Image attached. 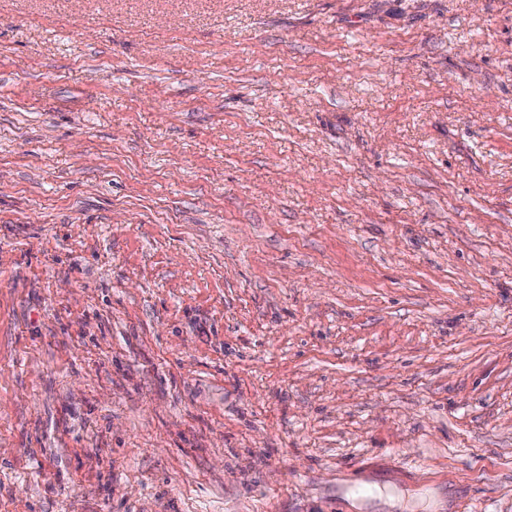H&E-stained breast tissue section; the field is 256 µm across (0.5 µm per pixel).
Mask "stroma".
I'll use <instances>...</instances> for the list:
<instances>
[{
  "instance_id": "stroma-1",
  "label": "stroma",
  "mask_w": 512,
  "mask_h": 512,
  "mask_svg": "<svg viewBox=\"0 0 512 512\" xmlns=\"http://www.w3.org/2000/svg\"><path fill=\"white\" fill-rule=\"evenodd\" d=\"M512 512V0H0V512Z\"/></svg>"
}]
</instances>
